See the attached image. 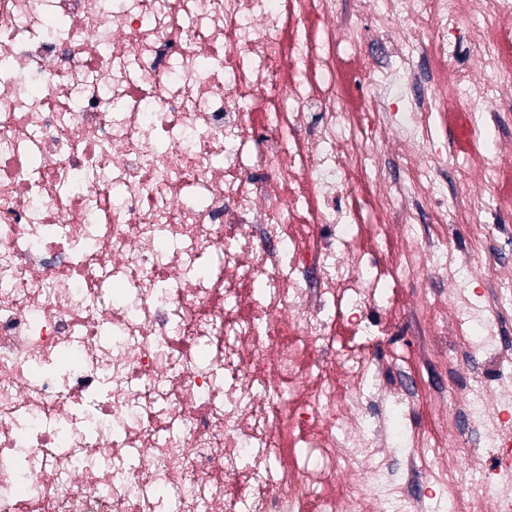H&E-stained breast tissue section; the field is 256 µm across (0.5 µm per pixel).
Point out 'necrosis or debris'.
Returning a JSON list of instances; mask_svg holds the SVG:
<instances>
[{"mask_svg":"<svg viewBox=\"0 0 512 512\" xmlns=\"http://www.w3.org/2000/svg\"><path fill=\"white\" fill-rule=\"evenodd\" d=\"M63 35H56L57 25ZM512 0H0V512H486L512 498V201L433 112L512 107ZM474 364L420 395L383 347ZM448 404L471 496L416 429ZM470 157L464 155L462 152L457 153V156L448 165V179L444 184L445 189L450 194H457L459 188H462L469 178L473 176L471 171L467 168V162ZM449 221L450 217L448 215V223L443 224L447 228L448 248H451L462 262L460 272L463 277L469 280V290L471 292L479 291L482 284L476 276L477 260L470 257L471 250L469 246L472 240L469 234V227L471 226L472 230L476 232L480 229V224H468V227L460 233L456 224H450Z\"/></svg>","mask_w":512,"mask_h":512,"instance_id":"4bbe7bcc","label":"necrosis or debris"}]
</instances>
